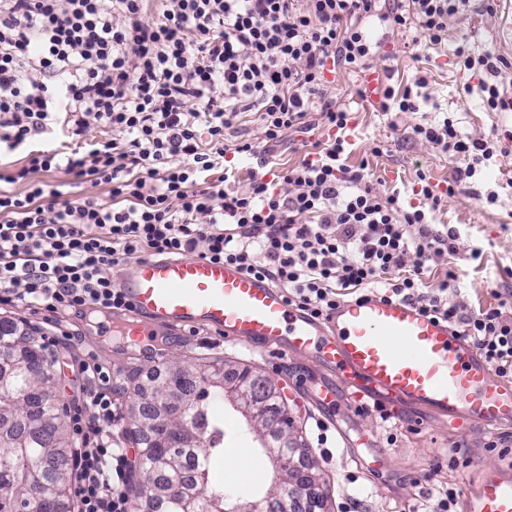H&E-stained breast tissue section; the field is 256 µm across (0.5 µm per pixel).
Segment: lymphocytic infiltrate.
<instances>
[{
  "label": "lymphocytic infiltrate",
  "instance_id": "1",
  "mask_svg": "<svg viewBox=\"0 0 512 512\" xmlns=\"http://www.w3.org/2000/svg\"><path fill=\"white\" fill-rule=\"evenodd\" d=\"M392 2L391 27H414L431 47L447 41L450 19L469 0ZM377 3L0 0V156H24L0 173V304L120 309L126 302L109 268L148 253H196L270 280L316 318L347 291L415 304L512 380V293L466 312L453 299L455 273L424 286L431 261L456 254L459 239L455 227L434 229L442 196L426 173L417 174L423 205L407 209L399 189H379L346 163L350 113L333 76L369 68L358 23ZM454 55L485 73L478 90L487 111L512 112L498 81L511 57L464 43ZM251 122L262 142L250 138ZM94 126L109 136L89 138ZM55 128L81 147L32 149L34 137ZM320 128L333 138L311 142L276 179L259 168L246 187L232 185L228 155L257 157L260 143ZM413 132L457 160L455 184L499 150L447 119ZM59 170L107 186L110 204L64 197L34 178ZM80 370L91 421L71 460L78 512H134L110 375L93 360Z\"/></svg>",
  "mask_w": 512,
  "mask_h": 512
}]
</instances>
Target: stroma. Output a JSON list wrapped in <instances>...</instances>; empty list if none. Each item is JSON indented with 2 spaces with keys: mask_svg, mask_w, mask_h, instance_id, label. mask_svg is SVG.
Here are the masks:
<instances>
[{
  "mask_svg": "<svg viewBox=\"0 0 512 512\" xmlns=\"http://www.w3.org/2000/svg\"><path fill=\"white\" fill-rule=\"evenodd\" d=\"M363 27L371 40L381 41L373 65L390 71L394 88L412 83L419 73L428 84L419 91L418 111L385 114L359 96L360 73L340 72L336 96L351 113L347 163L366 167L384 186L400 189L407 206L419 204L416 174L426 172L444 194L433 223L453 226L460 233L457 254L437 259L426 284L435 285L452 269L463 306L496 307L512 290V154L494 156L475 179L449 196L445 189L454 161L414 139L412 127L446 118L472 137L494 139L512 132V112L486 111L473 91L479 74L464 69L454 55L456 46L466 41L473 49L512 57V0H497L490 13L474 2L461 10L450 23L447 44L439 49L415 43L414 30H395L374 17ZM492 191L498 200L491 205L485 196ZM476 248L481 257L469 259L470 250ZM1 318L35 328L46 356L54 361L60 403L67 410L74 439H81L90 417L81 400V360L96 358L109 370L119 413L117 431L134 458L140 447L126 433L135 379L177 362L220 360L226 371L250 369L274 381L283 392L288 413L309 449L308 458L328 487L330 512H414L421 500V483L432 474L456 489L461 500L455 512H464L463 499L479 469H512V455L504 457L488 447L490 441L512 439V424L491 431L471 422L452 428L447 419L406 403L399 407L401 419L396 425L381 423L374 413L357 412L349 391L339 388L335 375L309 355L284 359L271 348L235 345L202 327L185 332L166 329L152 342L129 344L116 333L101 336L95 327L98 315L90 309L51 312L18 301L0 305ZM324 385L336 389L333 406H320L315 399ZM224 446L218 477L231 492L233 504L262 500L264 492L273 489L269 459L242 415L229 404L224 407ZM242 448L252 450L251 459L239 456ZM378 448L389 459L381 472L367 465ZM452 456L457 459L453 467L448 464Z\"/></svg>",
  "mask_w": 512,
  "mask_h": 512,
  "instance_id": "35a3bbf8",
  "label": "stroma"
}]
</instances>
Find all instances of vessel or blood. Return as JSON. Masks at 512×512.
I'll use <instances>...</instances> for the list:
<instances>
[{
    "instance_id": "b4317fda",
    "label": "vessel or blood",
    "mask_w": 512,
    "mask_h": 512,
    "mask_svg": "<svg viewBox=\"0 0 512 512\" xmlns=\"http://www.w3.org/2000/svg\"><path fill=\"white\" fill-rule=\"evenodd\" d=\"M115 279L128 318L112 326L132 341L151 340L167 326L206 327L231 343L312 355L358 399L409 403L453 426L512 423V381L497 378L469 341L416 305L371 296L315 319L270 282L198 256L144 257ZM466 512H512V474L481 471Z\"/></svg>"
}]
</instances>
